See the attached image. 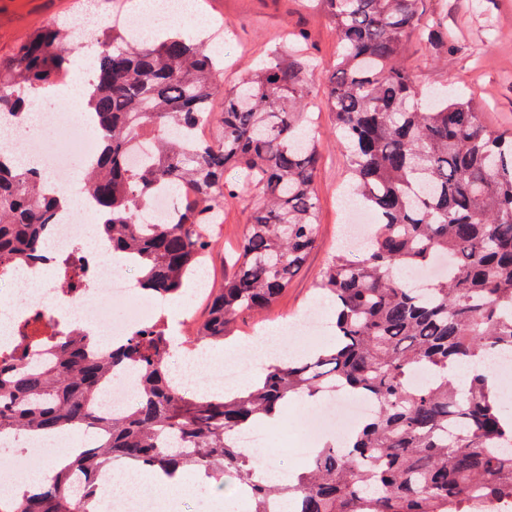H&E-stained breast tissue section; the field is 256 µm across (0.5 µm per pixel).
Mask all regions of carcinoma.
I'll return each mask as SVG.
<instances>
[{
    "label": "carcinoma",
    "mask_w": 512,
    "mask_h": 512,
    "mask_svg": "<svg viewBox=\"0 0 512 512\" xmlns=\"http://www.w3.org/2000/svg\"><path fill=\"white\" fill-rule=\"evenodd\" d=\"M340 54L319 70L303 53H275L247 80L227 86L201 39L176 33L141 42L103 27L85 88L99 154L85 167L101 241L133 258L139 285L160 301L183 294L224 223V201L253 188L235 270L211 301L193 343H224L244 313L272 306L317 241L321 161L305 109L321 95L347 153L353 198L373 213L369 246L342 245L315 292L334 306L333 339L321 352L265 371L245 391L187 393L165 369L177 346L158 320L117 349L95 354L93 337H61L33 365L26 331L0 354V435L92 430L90 449L66 461L37 493L0 497V512H79L105 466L178 469L220 489L250 487L248 512H483L512 504V414L485 360L512 352V135L483 122L476 102L428 97L400 62L406 43L458 47L427 0H312ZM72 31L47 24L0 60V115H26L30 94L55 86L73 64ZM223 103L220 119L211 104ZM238 172V182L224 172ZM192 187L166 223L146 219L157 186ZM67 198L40 172L0 162V266L45 248V228ZM450 257L447 275L418 288L399 270ZM61 291L85 279L60 271ZM138 371L134 404L101 414L96 400L117 368ZM423 371L428 380L414 382ZM343 391L371 413L336 446L311 451L288 482L256 479L235 433L273 416L288 397L316 401Z\"/></svg>",
    "instance_id": "cac0c4a2"
}]
</instances>
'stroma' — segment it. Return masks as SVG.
<instances>
[{
	"instance_id": "obj_1",
	"label": "stroma",
	"mask_w": 512,
	"mask_h": 512,
	"mask_svg": "<svg viewBox=\"0 0 512 512\" xmlns=\"http://www.w3.org/2000/svg\"><path fill=\"white\" fill-rule=\"evenodd\" d=\"M474 9L471 0H432L433 7L448 15V28L460 46L457 53L422 48L409 43L402 62L410 68L418 87L430 96L471 97L481 107L486 123L512 133V0H481ZM132 0H0V58L9 56L29 34L48 23L70 22L85 9L112 20L133 14ZM197 15L183 23L187 34L223 25V80L237 84L247 79L268 53L282 49L289 31L305 34L312 52L322 65L337 55L334 33L319 12L304 0H196ZM312 131L320 143L322 162L315 179L319 198L318 236L302 270L269 310L243 315L227 338L229 346L247 341L253 330L281 327L321 302L312 289L329 252L345 236L347 216L343 198L348 181L347 162L336 139L332 113L320 100L309 107ZM253 193L241 190L224 205V222L206 264V289L224 284L227 266L246 231L251 216ZM228 491L202 478L192 488L169 497L165 512H224Z\"/></svg>"
}]
</instances>
